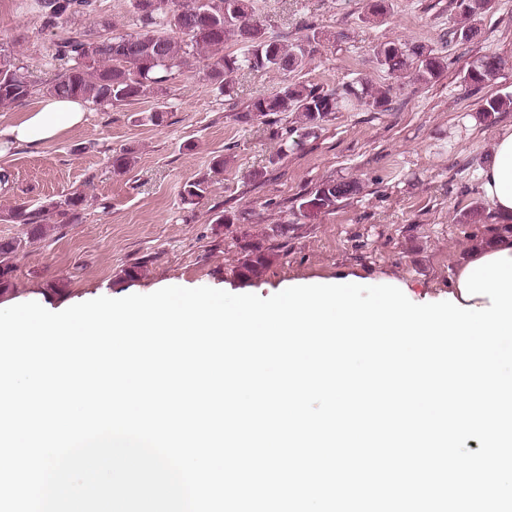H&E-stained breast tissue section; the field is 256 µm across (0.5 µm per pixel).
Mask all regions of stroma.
<instances>
[{"label":"stroma","instance_id":"obj_1","mask_svg":"<svg viewBox=\"0 0 512 512\" xmlns=\"http://www.w3.org/2000/svg\"><path fill=\"white\" fill-rule=\"evenodd\" d=\"M102 18L131 29V0H94L93 12L58 26L36 0H0V50L34 84L28 100L0 106V126L23 120L63 72L57 43ZM455 18L452 0H388L374 18L366 0H259L258 21L285 41L310 27L320 32L303 70L239 71L227 96L200 56L161 91L118 107L89 105L83 125L37 148H10L0 157V174L9 177L0 181V239L21 247L0 309L34 301L59 312L168 286L266 298L348 276L362 285L397 282L417 304L447 300L456 266L512 237V223L498 220L479 189L497 133L512 127V109L488 119L479 112L486 97L512 94V0H495L468 43L449 37ZM383 41L424 43L447 57L448 68L429 85L391 78L374 55ZM491 52L505 68L489 86L470 87L464 68ZM361 78L389 90L387 108L342 105L312 134L295 112L240 118L251 99L285 82L336 89ZM155 111L164 114L158 126L146 120ZM125 148L134 161L113 174L111 157ZM201 177L209 193L184 203L183 185ZM330 178L357 180L361 190L333 211L300 216V198ZM73 193L86 198L78 220L48 225L41 238L4 219L19 203L36 209ZM222 214L232 223H217ZM279 224L287 237L276 235ZM247 243L274 254L253 280L238 275ZM129 268L136 276H126Z\"/></svg>","mask_w":512,"mask_h":512}]
</instances>
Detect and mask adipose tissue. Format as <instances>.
Segmentation results:
<instances>
[{
  "instance_id": "ef3b65f1",
  "label": "adipose tissue",
  "mask_w": 512,
  "mask_h": 512,
  "mask_svg": "<svg viewBox=\"0 0 512 512\" xmlns=\"http://www.w3.org/2000/svg\"><path fill=\"white\" fill-rule=\"evenodd\" d=\"M86 103L48 96L21 122L0 129L4 147H37L81 125ZM481 191L503 220L512 219V128L497 134L491 156L481 175Z\"/></svg>"
}]
</instances>
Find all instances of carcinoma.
Listing matches in <instances>:
<instances>
[{
	"instance_id": "1",
	"label": "carcinoma",
	"mask_w": 512,
	"mask_h": 512,
	"mask_svg": "<svg viewBox=\"0 0 512 512\" xmlns=\"http://www.w3.org/2000/svg\"><path fill=\"white\" fill-rule=\"evenodd\" d=\"M492 2L453 0L458 22L451 31L452 38L461 42L474 40L479 29L473 21ZM38 3L50 25L64 23L75 14L90 11L92 6V0H38ZM132 7L135 29L122 31L116 23L101 19L96 22L98 41L93 51L87 49L86 34L60 46L58 55L67 58L70 65L47 88L48 94L77 97L95 105H122L162 88L173 71L188 67L190 59L203 51L211 60L208 79L229 96L232 74L244 69L277 73L301 70L312 59L320 42L319 32L312 28L290 44L284 43L279 34L267 32L255 20L257 0H132ZM229 38L241 46L240 53H224V42ZM375 57L389 75L423 83L440 77L447 68L443 56L419 42L381 43L376 47ZM504 64L502 57L485 54L472 61L463 78L479 88L495 80ZM358 83V88L349 84L340 91L284 83L273 95L253 99L240 119L248 121L274 112H297L314 129L326 122L344 100L355 99L376 108L389 102L387 92L372 90L364 79ZM32 90L24 67L0 54V105L23 102ZM510 107L512 95H497L485 99L481 112L488 117ZM208 189L209 183L204 178L190 181L183 185L181 197L192 203ZM359 191V182L355 180H325L302 199L298 210L305 217L333 211L336 205ZM84 204L85 197L80 194L38 209L18 204L9 211L8 221L29 225L30 236L40 238L46 224H70L76 220ZM19 248L17 241H0V292L7 290L13 279L11 259ZM273 257L272 252L251 247L239 266V277L246 280L258 277Z\"/></svg>"
}]
</instances>
